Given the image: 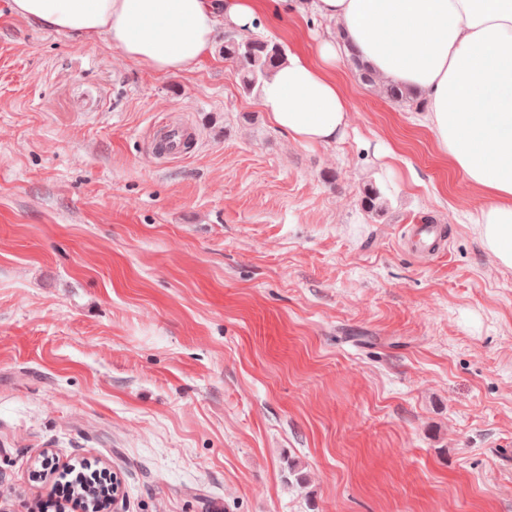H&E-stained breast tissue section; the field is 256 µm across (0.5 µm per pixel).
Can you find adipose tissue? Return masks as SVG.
I'll return each instance as SVG.
<instances>
[{
  "label": "adipose tissue",
  "instance_id": "obj_1",
  "mask_svg": "<svg viewBox=\"0 0 512 512\" xmlns=\"http://www.w3.org/2000/svg\"><path fill=\"white\" fill-rule=\"evenodd\" d=\"M299 16V0H12L13 14L86 43L99 38L158 74L190 71L218 23L246 34L268 7ZM338 35L292 53L265 82L271 124L305 146L335 143L350 125L335 75L353 48L378 81L418 90L439 155L481 197L474 230L512 269V0H314Z\"/></svg>",
  "mask_w": 512,
  "mask_h": 512
}]
</instances>
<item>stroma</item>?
<instances>
[{
    "mask_svg": "<svg viewBox=\"0 0 512 512\" xmlns=\"http://www.w3.org/2000/svg\"><path fill=\"white\" fill-rule=\"evenodd\" d=\"M0 0V512L85 461L117 512H512V269L416 107L340 62L293 143L221 52L160 75ZM312 11L255 36L311 51ZM164 126L194 128L181 158ZM387 208L362 203L366 185ZM444 254L413 253L422 217Z\"/></svg>",
    "mask_w": 512,
    "mask_h": 512,
    "instance_id": "obj_1",
    "label": "stroma"
}]
</instances>
